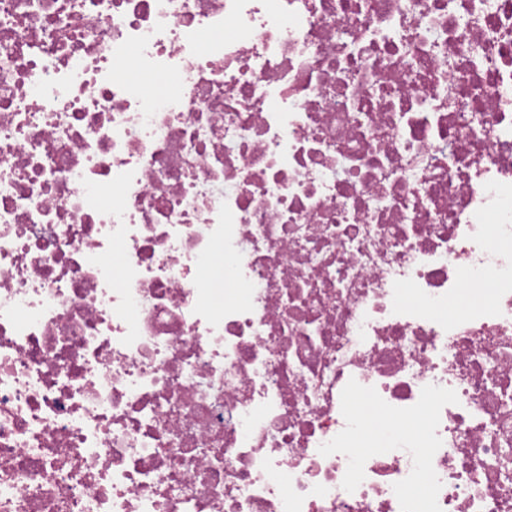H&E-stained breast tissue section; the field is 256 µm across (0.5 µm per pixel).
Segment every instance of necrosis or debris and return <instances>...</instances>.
Returning <instances> with one entry per match:
<instances>
[{
    "label": "necrosis or debris",
    "instance_id": "4bbe7bcc",
    "mask_svg": "<svg viewBox=\"0 0 512 512\" xmlns=\"http://www.w3.org/2000/svg\"><path fill=\"white\" fill-rule=\"evenodd\" d=\"M0 512H512V0H0Z\"/></svg>",
    "mask_w": 512,
    "mask_h": 512
}]
</instances>
